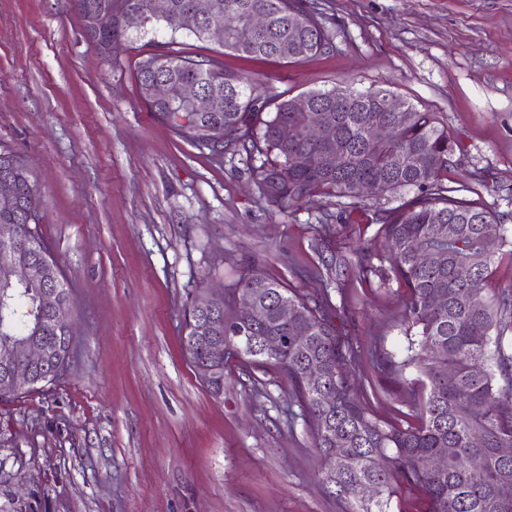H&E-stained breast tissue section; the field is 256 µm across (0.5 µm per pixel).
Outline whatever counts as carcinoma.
<instances>
[{"label":"carcinoma","mask_w":512,"mask_h":512,"mask_svg":"<svg viewBox=\"0 0 512 512\" xmlns=\"http://www.w3.org/2000/svg\"><path fill=\"white\" fill-rule=\"evenodd\" d=\"M192 2L77 0L76 8L81 15L90 9L101 12V35L117 43L131 40L124 18L140 10L147 25L163 23L173 36L188 32L206 40L210 27L221 26L224 50L244 58L301 62L333 48L325 16L309 0H210L206 20L195 28L183 27L179 18ZM255 11L269 17L262 33L249 23ZM155 76L173 88L196 81L213 98V111L198 114L197 126L224 140L226 152L266 157L252 176L277 211L318 195L346 199L337 214L323 212L316 247L340 236L343 213L372 212L368 223L376 225L374 234L342 265L368 288L405 290L406 319L418 339L409 342L405 357L390 355L382 368L394 382L419 387L418 425L381 420L360 398L354 378L338 370L358 353L338 336L327 294H302L263 275L246 273L236 283L254 297L255 315L235 307L224 314V322L203 331L194 304H189L181 343L196 371L211 367L224 377L229 350L237 348L248 365L284 371L307 414L324 463L323 482L345 503L344 512H391L405 487L424 496L426 512H512V458L499 455V449L512 447V289L492 284L496 264L505 257L512 260V238L503 215L483 203L477 188L445 182L454 142L439 113L411 103L405 112H384L382 103L391 91L383 88L347 89L341 98L334 89L311 90L306 95L322 111L295 112L293 98L267 96L252 74L224 69L218 56L198 59L171 52L143 58L138 64L141 100L160 123L191 144L198 140L180 124L190 115L183 102L151 99L149 82ZM314 121L336 129L340 162L331 169L319 163L327 146L309 133ZM379 123L392 128L390 140L369 138V129ZM285 124L296 130L295 139L286 144L278 137ZM295 151L311 155L312 164L292 167L289 157ZM13 176L23 203L39 207L37 179L21 168ZM357 181L367 185L368 194L350 193ZM404 192L412 197L394 207L382 203ZM0 224L25 230L23 252L32 260L41 256L45 241L40 223L27 225L23 214L0 211ZM490 237L496 240L491 249L486 247ZM423 251L432 254V263L419 261ZM56 275L70 313L71 288L61 268ZM40 292V285L20 274L0 277V342L51 344L55 362L41 369L51 383L70 368V337L62 321L39 315ZM283 301L293 311L286 320L279 315ZM207 336L224 341L226 359H211ZM268 340L279 342L272 354L262 352ZM311 365L323 371L322 381L314 385L306 379ZM476 436L481 442L473 441ZM436 454L444 455L441 468L431 464ZM365 486L372 495L362 494Z\"/></svg>","instance_id":"1"}]
</instances>
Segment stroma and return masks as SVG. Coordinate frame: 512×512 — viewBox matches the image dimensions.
Masks as SVG:
<instances>
[{
    "instance_id": "35a3bbf8",
    "label": "stroma",
    "mask_w": 512,
    "mask_h": 512,
    "mask_svg": "<svg viewBox=\"0 0 512 512\" xmlns=\"http://www.w3.org/2000/svg\"><path fill=\"white\" fill-rule=\"evenodd\" d=\"M332 50L298 63L223 56L267 93L386 88L438 112L456 143L449 185H478L512 229V0H317ZM218 44L158 28L98 54L73 0H0V148L27 161L41 229L71 286L76 357L57 382L0 401V512H343L322 482L287 375L230 362L213 398L183 355V312L244 270L327 288L350 371L383 420L415 423L404 295L321 283L313 238L335 198L273 213L261 156L182 141L139 97L137 66Z\"/></svg>"
}]
</instances>
